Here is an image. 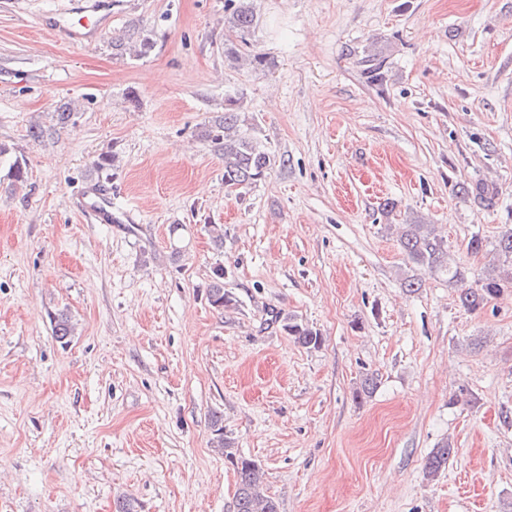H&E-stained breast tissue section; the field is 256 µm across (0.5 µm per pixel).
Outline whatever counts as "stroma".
<instances>
[{
    "label": "stroma",
    "instance_id": "obj_1",
    "mask_svg": "<svg viewBox=\"0 0 512 512\" xmlns=\"http://www.w3.org/2000/svg\"><path fill=\"white\" fill-rule=\"evenodd\" d=\"M98 2L0 0V512H234L216 413L279 512H512V292L475 313L442 273L408 292L396 230L434 225L468 282L493 264L512 0H255L257 66L225 57L224 0H116L69 42L59 24ZM133 24L154 48L117 54ZM230 96L277 158L237 197L204 135ZM106 159L119 224L78 207ZM444 440L456 455L427 480ZM213 281L208 289V301L211 307L219 311L230 310L235 307L236 300L233 295L224 290V267L218 265L213 269ZM279 318L282 322V329L290 336L295 343L308 349L319 348L322 342L320 333L307 324L299 322L297 318L291 315H276L275 320Z\"/></svg>",
    "mask_w": 512,
    "mask_h": 512
}]
</instances>
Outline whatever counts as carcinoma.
<instances>
[{
	"instance_id": "1",
	"label": "carcinoma",
	"mask_w": 512,
	"mask_h": 512,
	"mask_svg": "<svg viewBox=\"0 0 512 512\" xmlns=\"http://www.w3.org/2000/svg\"><path fill=\"white\" fill-rule=\"evenodd\" d=\"M256 24V14L252 0H225L224 31L228 39L224 44V54L230 61L238 63L250 60L257 64L263 62L260 53L250 48L246 36ZM155 32L144 27H132L112 42L113 49L128 51L142 56L155 46ZM220 133L206 136L212 137L224 156V186L231 192L251 186L265 177L276 163V157L262 143L256 133L254 118L239 111L238 100L227 98L224 117L219 121ZM400 246L408 260L417 268L429 271H445L448 282H465V271L457 264L448 262V245L441 236L435 233L431 224H404L399 237ZM495 251L497 265L475 284L460 289L459 301L470 312L483 309L492 299L507 289L512 288V227L499 235ZM208 301L211 307L219 311L235 307L233 295L224 290V266L213 269V281L208 289ZM282 329L295 343L308 348L320 347V333L297 320L291 315L280 317ZM55 336L65 342L74 335L75 325L71 318L61 313L54 319ZM213 443L222 451L226 458L236 465L239 484L236 497V512H278L275 500L266 494L264 481L259 465L252 459L236 456L233 453V442L224 437V426L221 416L215 415L211 420ZM455 456V448L449 441L437 445L426 457L424 474L433 480Z\"/></svg>"
}]
</instances>
